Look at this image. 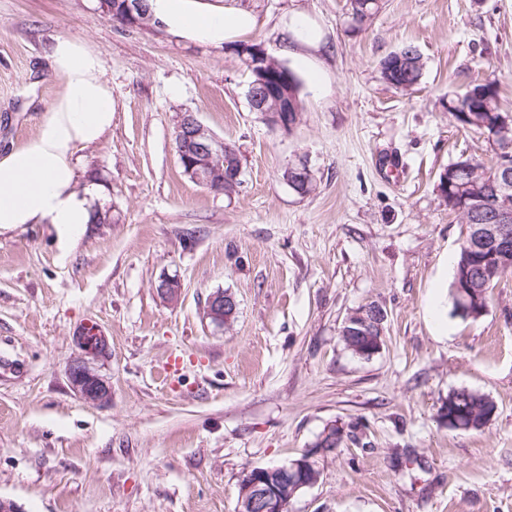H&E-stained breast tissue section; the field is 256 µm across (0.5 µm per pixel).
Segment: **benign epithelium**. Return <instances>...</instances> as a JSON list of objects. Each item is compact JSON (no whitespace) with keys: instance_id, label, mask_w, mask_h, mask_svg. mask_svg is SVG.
Segmentation results:
<instances>
[{"instance_id":"7a95c632","label":"benign epithelium","mask_w":512,"mask_h":512,"mask_svg":"<svg viewBox=\"0 0 512 512\" xmlns=\"http://www.w3.org/2000/svg\"><path fill=\"white\" fill-rule=\"evenodd\" d=\"M266 56L263 47H257L255 61L251 63L255 80L249 83L247 97L252 111L265 115L268 124L274 128L290 130L297 123L298 116L289 114V109L282 102L270 106L275 99L278 88L285 81H268L264 71L259 67V60ZM176 136L178 137V157L183 171L191 179L202 183L213 190L224 189V179H216L215 163L223 158L224 141L216 138L198 120L195 113L180 114ZM496 178L476 188V193L468 199H484L491 197L495 201L490 208L475 209L466 204L457 207V212L470 215L475 225L474 230L483 241L491 246L490 254L476 265L474 272L485 284L503 277L504 272L512 268V147L505 145L498 149L496 156ZM311 172L304 163L288 165L284 171V180L290 187L300 182H309ZM161 300L173 304L180 299L182 283L176 276L164 275L155 285ZM236 308V300L218 290L212 293L206 304V316L217 326L224 325V311ZM385 315L375 306L365 307L353 314V328L348 334L360 339L366 338L373 342L372 350L378 351L382 346ZM94 335L82 330L76 336L77 343L87 357L96 358L109 349L106 335L100 329H93ZM69 381L74 392L83 400L92 403L106 402L111 398L109 384L102 379L87 362L79 359L69 369ZM281 485L274 486L262 479L259 471L247 475L239 512H285L291 497L288 496L289 486L300 491L315 484L304 460H294L279 468Z\"/></svg>"}]
</instances>
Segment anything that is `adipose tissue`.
I'll return each instance as SVG.
<instances>
[{"mask_svg": "<svg viewBox=\"0 0 512 512\" xmlns=\"http://www.w3.org/2000/svg\"><path fill=\"white\" fill-rule=\"evenodd\" d=\"M152 24L175 40L221 46L258 25L237 0H148ZM62 93L46 108L38 133L0 155V231L22 224H50L75 237L92 221L94 185H80L78 149L97 142L112 127V87L100 52L79 38H57L48 55Z\"/></svg>", "mask_w": 512, "mask_h": 512, "instance_id": "obj_1", "label": "adipose tissue"}]
</instances>
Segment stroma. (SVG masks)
Wrapping results in <instances>:
<instances>
[{"label": "stroma", "mask_w": 512, "mask_h": 512, "mask_svg": "<svg viewBox=\"0 0 512 512\" xmlns=\"http://www.w3.org/2000/svg\"><path fill=\"white\" fill-rule=\"evenodd\" d=\"M240 3L258 18L246 42L300 79L292 130L251 111L233 47L125 27L99 0H0V152L34 136L62 90L56 37L100 51L114 102L111 130L76 152L105 221L68 241L49 224L0 233V497L21 512H238L250 470L336 425L342 443L317 454L320 477L288 512H512V273L481 317L455 312L468 228L437 190L449 164L495 160L447 100L492 81L512 115V0H381L359 30L349 0ZM300 15L321 40L283 52ZM409 42L424 74L400 91L379 62ZM183 112L235 146L238 193L184 173ZM300 160L305 196L283 179ZM165 273L177 304L154 288ZM221 289L237 310L219 327L204 307ZM369 305L386 320L365 358L341 329ZM91 321L109 341L89 361L104 403L68 380ZM460 388L496 405L480 430L440 416ZM156 292L161 300L168 304L176 303L182 293V283L176 276L163 275L155 285Z\"/></svg>", "instance_id": "35a3bbf8"}]
</instances>
